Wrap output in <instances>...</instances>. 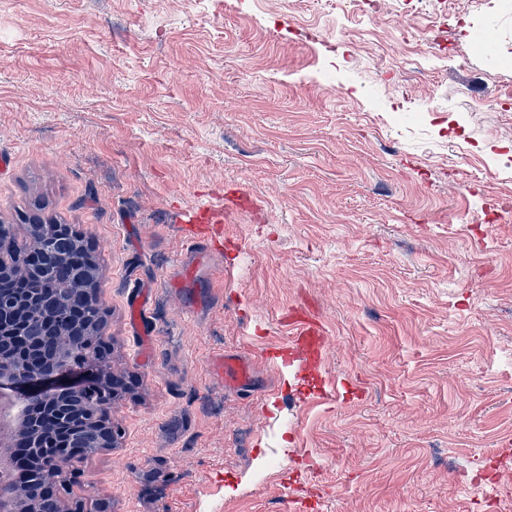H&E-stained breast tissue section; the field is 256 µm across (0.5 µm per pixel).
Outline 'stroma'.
Listing matches in <instances>:
<instances>
[{"mask_svg":"<svg viewBox=\"0 0 512 512\" xmlns=\"http://www.w3.org/2000/svg\"><path fill=\"white\" fill-rule=\"evenodd\" d=\"M0 154L15 241L97 259L127 384L63 512H512V0H0ZM234 190L180 297L185 211ZM70 227L67 224H43L42 222L31 224L30 235L36 237L38 246L34 249L35 241H31L25 245L18 246L14 244L15 250L22 256L13 253L12 239L9 237L4 225H0V278L4 276L19 275V263L17 260L23 261L25 265L27 261H39L42 253H48L55 245V241L62 235V232H69ZM27 249L30 252L24 254ZM83 249L81 238L72 230L68 235L59 238L56 253L59 255L71 256ZM289 344L280 350L289 366L297 363L303 372L319 370L322 354L328 344L323 326L309 316L294 317L288 321ZM215 367L225 383L238 391H249L252 373L249 364L238 356L221 355L215 361Z\"/></svg>","mask_w":512,"mask_h":512,"instance_id":"35a3bbf8","label":"stroma"}]
</instances>
